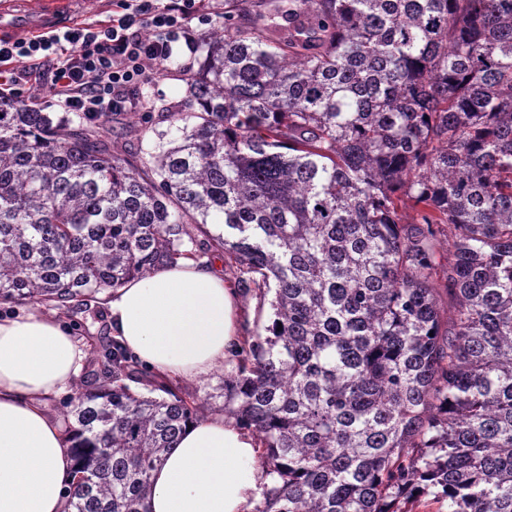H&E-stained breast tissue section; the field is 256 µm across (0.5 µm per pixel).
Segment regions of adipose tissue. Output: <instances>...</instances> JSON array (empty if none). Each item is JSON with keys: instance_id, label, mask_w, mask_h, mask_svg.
<instances>
[{"instance_id": "ef3b65f1", "label": "adipose tissue", "mask_w": 512, "mask_h": 512, "mask_svg": "<svg viewBox=\"0 0 512 512\" xmlns=\"http://www.w3.org/2000/svg\"><path fill=\"white\" fill-rule=\"evenodd\" d=\"M112 333L149 371L195 380L231 362L245 332L240 292L190 259L128 280L108 302ZM85 353L57 314L0 318V512H68L74 460L47 410ZM263 474L256 437L224 415L190 423L151 475L150 512H254Z\"/></svg>"}]
</instances>
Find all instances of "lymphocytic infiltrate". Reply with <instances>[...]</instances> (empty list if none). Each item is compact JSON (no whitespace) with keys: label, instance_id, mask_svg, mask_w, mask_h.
Segmentation results:
<instances>
[{"label":"lymphocytic infiltrate","instance_id":"lymphocytic-infiltrate-1","mask_svg":"<svg viewBox=\"0 0 512 512\" xmlns=\"http://www.w3.org/2000/svg\"><path fill=\"white\" fill-rule=\"evenodd\" d=\"M202 0H113L111 19L31 38L0 39V93L20 96L29 78L66 112L131 109L136 85L160 73L176 45L197 53L192 25Z\"/></svg>","mask_w":512,"mask_h":512}]
</instances>
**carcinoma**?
<instances>
[{"label": "carcinoma", "mask_w": 512, "mask_h": 512, "mask_svg": "<svg viewBox=\"0 0 512 512\" xmlns=\"http://www.w3.org/2000/svg\"><path fill=\"white\" fill-rule=\"evenodd\" d=\"M199 48L149 176L111 125L0 99V304L99 320L198 260L195 228L271 296L224 381L271 478L255 512H512V0H224ZM86 340L69 510L149 512L203 402Z\"/></svg>", "instance_id": "carcinoma-1"}]
</instances>
